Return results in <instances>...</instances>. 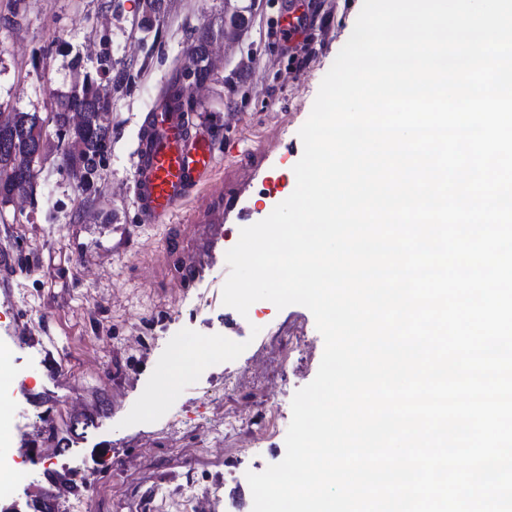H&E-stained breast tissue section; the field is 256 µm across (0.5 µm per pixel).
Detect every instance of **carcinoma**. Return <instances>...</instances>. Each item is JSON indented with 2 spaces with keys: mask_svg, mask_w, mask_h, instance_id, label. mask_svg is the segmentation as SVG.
<instances>
[{
  "mask_svg": "<svg viewBox=\"0 0 512 512\" xmlns=\"http://www.w3.org/2000/svg\"><path fill=\"white\" fill-rule=\"evenodd\" d=\"M163 0H145L144 14L139 29L149 34L160 17ZM224 36V24L208 25L194 30L183 49L180 65L165 89L168 104L180 112H194L198 102L188 93L184 77L195 75L203 81L215 75L209 48L214 39ZM111 101L100 91V82L86 76L80 90L73 89L54 96L52 121L59 126L55 149L60 151L63 163L79 177V187L91 190L90 178L103 164L108 152L109 126L99 122V115L110 111ZM43 119L36 112H14L0 124V171L7 170L0 180V204L9 203L16 196H29L33 180L29 173V157L37 150L45 151L50 139L42 135Z\"/></svg>",
  "mask_w": 512,
  "mask_h": 512,
  "instance_id": "cac0c4a2",
  "label": "carcinoma"
}]
</instances>
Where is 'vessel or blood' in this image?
<instances>
[{
    "instance_id": "1",
    "label": "vessel or blood",
    "mask_w": 512,
    "mask_h": 512,
    "mask_svg": "<svg viewBox=\"0 0 512 512\" xmlns=\"http://www.w3.org/2000/svg\"><path fill=\"white\" fill-rule=\"evenodd\" d=\"M130 192L141 223L167 227L180 208L201 194L217 174L216 142L199 135L190 116L157 104L147 113L132 151ZM225 214L232 225L211 224L199 239L194 253L182 264L181 285H197L215 269L225 267L226 250L235 230L266 217L243 203L241 196L228 197Z\"/></svg>"
}]
</instances>
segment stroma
<instances>
[{
  "mask_svg": "<svg viewBox=\"0 0 512 512\" xmlns=\"http://www.w3.org/2000/svg\"><path fill=\"white\" fill-rule=\"evenodd\" d=\"M363 0H252L248 25L217 40L216 75L197 94L217 118L218 173L191 204L176 234L193 249L226 197L269 200L252 175L280 138L298 140L320 83L349 39ZM143 0H0V110L47 113L54 93L91 76L134 79L113 93L111 151L97 187L82 191L58 153L35 166L31 197L0 205V345L27 397L12 407L25 423L50 426L59 446L25 439L15 447L22 481L18 512L57 503L49 484L91 497L94 512H177L184 486L214 512H252L247 472L280 462L297 390L318 370L324 341L304 306L255 302L239 329L224 325V277L179 285L183 257L165 229L141 223L127 184L133 136L164 92L192 29L217 22L214 0H164L150 35L138 29ZM306 16L287 50L259 31ZM28 337L16 343L15 333ZM303 345L288 351V336ZM233 336L223 354L213 342ZM235 375V391L224 378ZM272 416L262 439L210 432L225 413Z\"/></svg>",
  "mask_w": 512,
  "mask_h": 512,
  "instance_id": "35a3bbf8",
  "label": "stroma"
}]
</instances>
